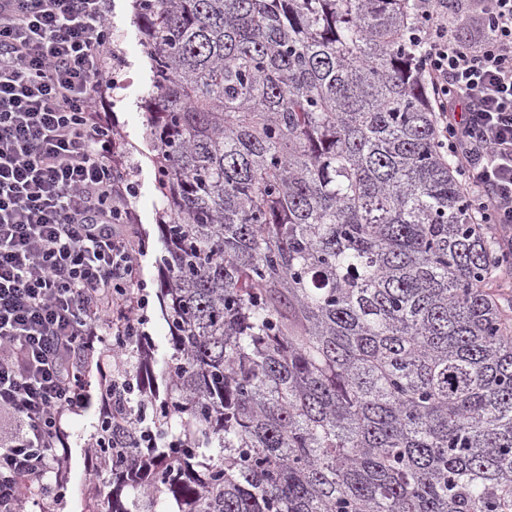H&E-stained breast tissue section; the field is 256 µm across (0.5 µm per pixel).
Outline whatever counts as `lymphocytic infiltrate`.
<instances>
[{"mask_svg":"<svg viewBox=\"0 0 512 512\" xmlns=\"http://www.w3.org/2000/svg\"><path fill=\"white\" fill-rule=\"evenodd\" d=\"M112 0H0V512H26L33 483L60 474L66 416L90 409L80 360L104 321L140 333L142 249L123 142L101 115L115 85ZM474 25L473 39L452 34ZM454 158L481 221L512 250V0L430 6L414 38Z\"/></svg>","mask_w":512,"mask_h":512,"instance_id":"f902f5d3","label":"lymphocytic infiltrate"}]
</instances>
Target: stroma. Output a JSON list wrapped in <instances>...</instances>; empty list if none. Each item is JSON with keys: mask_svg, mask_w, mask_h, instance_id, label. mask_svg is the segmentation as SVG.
Listing matches in <instances>:
<instances>
[{"mask_svg": "<svg viewBox=\"0 0 512 512\" xmlns=\"http://www.w3.org/2000/svg\"><path fill=\"white\" fill-rule=\"evenodd\" d=\"M110 25L120 58L119 82L109 96L108 118L122 137L126 152L120 163L136 185L131 201L138 224L136 230L145 243L139 258L140 278L146 287L148 307L145 311L155 368H162L171 354V330L162 315V300L157 288L159 275L158 223L163 208L157 191L152 156L154 143L147 134L145 100L152 90V69L143 52L142 34L134 19V0H113ZM85 378L93 394V407L80 415H69L64 427L69 434L67 468L60 487L46 491L49 512H86L96 484L108 483L111 475L100 459L91 456L89 445L99 417L108 400L100 388L101 373L88 366Z\"/></svg>", "mask_w": 512, "mask_h": 512, "instance_id": "35a3bbf8", "label": "stroma"}]
</instances>
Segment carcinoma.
<instances>
[{
	"mask_svg": "<svg viewBox=\"0 0 512 512\" xmlns=\"http://www.w3.org/2000/svg\"><path fill=\"white\" fill-rule=\"evenodd\" d=\"M159 391L107 376L105 512H512V267L417 65L424 0H134Z\"/></svg>",
	"mask_w": 512,
	"mask_h": 512,
	"instance_id": "carcinoma-1",
	"label": "carcinoma"
}]
</instances>
